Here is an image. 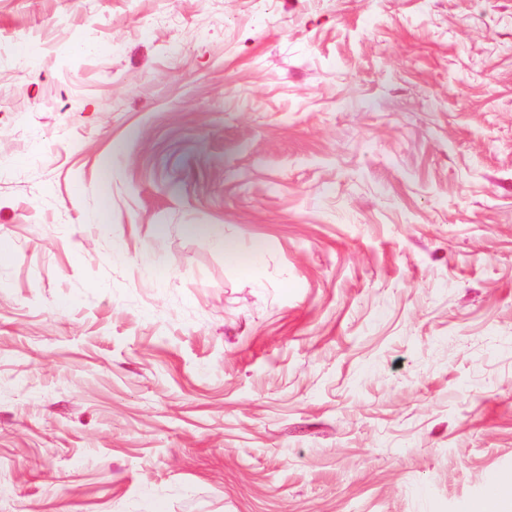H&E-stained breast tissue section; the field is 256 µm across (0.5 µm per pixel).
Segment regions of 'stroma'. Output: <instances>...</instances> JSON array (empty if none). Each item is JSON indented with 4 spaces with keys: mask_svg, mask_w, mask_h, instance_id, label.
Segmentation results:
<instances>
[{
    "mask_svg": "<svg viewBox=\"0 0 512 512\" xmlns=\"http://www.w3.org/2000/svg\"><path fill=\"white\" fill-rule=\"evenodd\" d=\"M506 474L512 0H0V512Z\"/></svg>",
    "mask_w": 512,
    "mask_h": 512,
    "instance_id": "1",
    "label": "stroma"
}]
</instances>
